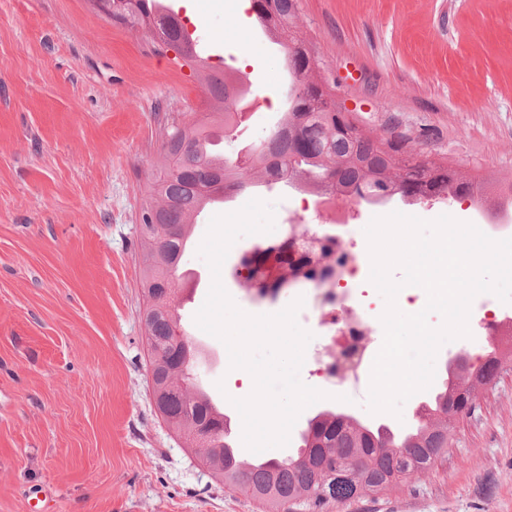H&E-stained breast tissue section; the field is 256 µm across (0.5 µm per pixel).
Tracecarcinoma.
Returning a JSON list of instances; mask_svg holds the SVG:
<instances>
[{
  "instance_id": "cac0c4a2",
  "label": "carcinoma",
  "mask_w": 512,
  "mask_h": 512,
  "mask_svg": "<svg viewBox=\"0 0 512 512\" xmlns=\"http://www.w3.org/2000/svg\"><path fill=\"white\" fill-rule=\"evenodd\" d=\"M122 14L112 17L140 27L146 34L194 61L183 43L186 25L177 16H158L155 0H119ZM254 13L272 24V36L282 48L292 86L288 110L280 124L242 155H222L218 161L210 141L241 123L247 105L245 91L227 72L196 65L203 72L211 101L207 120L196 117L173 124L164 134L162 149L142 213L155 223L140 234L143 278L147 298L166 284L181 279L182 241L190 218L208 196H229L247 186L246 176L258 174L264 183L300 178L302 186L319 196L378 198L394 195L412 202L467 199L478 208L512 207V178L495 183L467 179L444 162L411 155L404 144L374 136L360 126L357 116L336 105L333 88L319 75V62L296 29L298 0H253ZM182 330L172 306L158 312L149 326V353L158 383L175 381L180 393L166 401L171 427L187 438L192 427L204 424L201 460L215 467L214 476L228 490L261 503L269 512H325L333 503H345L362 494L378 495L391 486L400 471V454L407 450L409 473L433 468L448 448V426L467 406H452V397H473L486 378L498 371L512 352L490 351L479 364L460 368L462 386L445 385L431 409L418 415L408 431L358 427L327 410L307 421L297 451L282 459L249 461L234 450L232 438L219 439V422L196 392L194 352L190 343L169 345L173 331Z\"/></svg>"
}]
</instances>
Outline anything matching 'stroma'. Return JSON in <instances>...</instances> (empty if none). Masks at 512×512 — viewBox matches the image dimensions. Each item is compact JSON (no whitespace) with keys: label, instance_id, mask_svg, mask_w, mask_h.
Segmentation results:
<instances>
[{"label":"stroma","instance_id":"obj_1","mask_svg":"<svg viewBox=\"0 0 512 512\" xmlns=\"http://www.w3.org/2000/svg\"><path fill=\"white\" fill-rule=\"evenodd\" d=\"M175 9L210 38V66L234 69L258 101L224 139L225 154H237L282 118L283 56L253 23H238L235 0H175ZM297 25L365 129L470 175L512 177V0H299ZM205 107L200 74L174 49L92 0H0V512H262L163 422L149 379L142 202L164 127ZM252 199L272 205L278 223L298 216L317 230L339 216L359 251L371 219L394 211L512 237V219L489 223L463 201L324 207L284 182L248 188L224 210ZM252 245L238 239L221 270L248 313L253 296L236 268ZM508 317L512 304L476 296L471 335L440 348L435 383L459 349L484 357L486 322ZM181 325L214 355L201 369L209 392L248 396L253 385L230 370L225 345L193 318ZM434 394H414L397 417L370 414L362 394L324 399L294 428L340 407L359 424L403 432ZM232 401L224 413L238 438ZM329 512H512V364L454 422L442 464Z\"/></svg>","mask_w":512,"mask_h":512}]
</instances>
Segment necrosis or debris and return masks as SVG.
<instances>
[{
    "instance_id": "4bbe7bcc",
    "label": "necrosis or debris",
    "mask_w": 512,
    "mask_h": 512,
    "mask_svg": "<svg viewBox=\"0 0 512 512\" xmlns=\"http://www.w3.org/2000/svg\"><path fill=\"white\" fill-rule=\"evenodd\" d=\"M350 231V225L341 224L339 233L322 232L319 244L310 246L306 225L279 224L267 239L281 266L302 268L288 287L271 289L269 305L302 299L297 320L318 334L307 359L310 371L324 385L343 389L361 384L371 372L376 351L372 317L380 301L360 255L342 246Z\"/></svg>"
}]
</instances>
